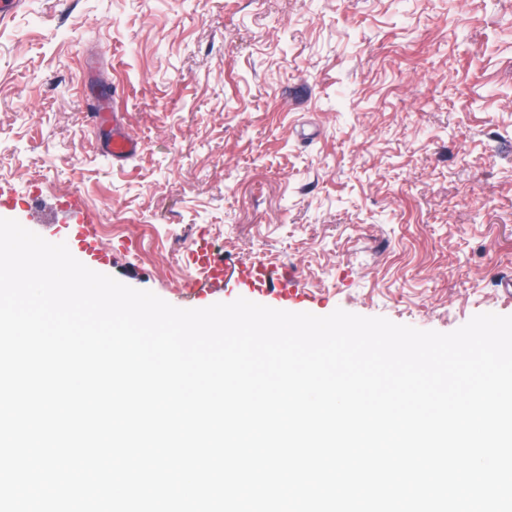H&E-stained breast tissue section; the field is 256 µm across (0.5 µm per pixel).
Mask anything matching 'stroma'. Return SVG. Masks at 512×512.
Wrapping results in <instances>:
<instances>
[{
    "mask_svg": "<svg viewBox=\"0 0 512 512\" xmlns=\"http://www.w3.org/2000/svg\"><path fill=\"white\" fill-rule=\"evenodd\" d=\"M100 58L96 71L86 55ZM118 94L116 165L85 113ZM0 218L184 307L197 245L285 310L512 316V0H26L0 23ZM92 227V224H72L68 242L75 244L81 252L98 250ZM262 292L267 297L276 299L285 296L288 293L286 284L273 277L259 276L256 282L245 284L239 291L237 298L243 297L254 302V293Z\"/></svg>",
    "mask_w": 512,
    "mask_h": 512,
    "instance_id": "35a3bbf8",
    "label": "stroma"
}]
</instances>
